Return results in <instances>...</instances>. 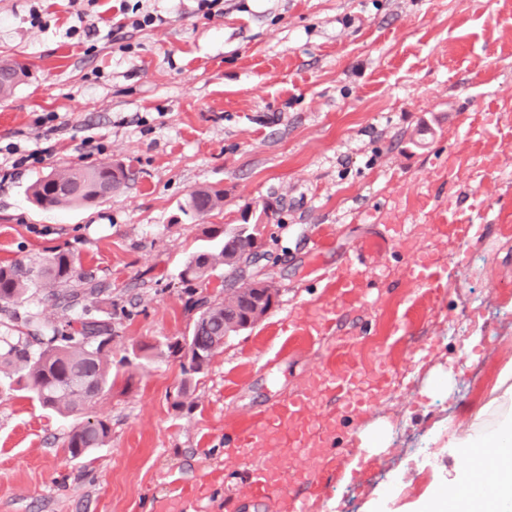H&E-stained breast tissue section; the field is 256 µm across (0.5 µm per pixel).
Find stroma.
<instances>
[{
	"label": "stroma",
	"mask_w": 512,
	"mask_h": 512,
	"mask_svg": "<svg viewBox=\"0 0 512 512\" xmlns=\"http://www.w3.org/2000/svg\"><path fill=\"white\" fill-rule=\"evenodd\" d=\"M0 0V62L28 76L0 102V147L25 163L0 183V265L69 251L109 285L112 385L83 412L0 383V512H403L453 480L448 431L486 417L512 360V0ZM154 25L120 27L124 10ZM39 152L41 162L28 161ZM120 165L133 178L91 205L42 210L50 170ZM202 187L222 209L187 208ZM248 225L272 309L185 379L169 342L190 296L220 300V265L183 283L193 251ZM393 242L359 261L381 230ZM355 287H345V279ZM449 373L452 391L428 392ZM344 374L346 397L316 388ZM302 397L284 477L253 498L267 455L241 447L259 411ZM106 444L66 447L86 418ZM388 427L384 451L363 429Z\"/></svg>",
	"instance_id": "obj_1"
}]
</instances>
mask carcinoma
<instances>
[{"label":"carcinoma","instance_id":"cac0c4a2","mask_svg":"<svg viewBox=\"0 0 512 512\" xmlns=\"http://www.w3.org/2000/svg\"><path fill=\"white\" fill-rule=\"evenodd\" d=\"M25 75V69L0 64V97H8ZM128 179L119 166H73L47 174L29 187L30 197L45 210L101 200L119 189ZM224 206V190L201 188L190 195L189 207L208 214ZM251 235L239 230L216 249L190 256L181 276L185 283L209 277L216 265L224 263L230 248L251 264L256 253L244 254ZM46 289V298L66 315L59 323H46L38 314L20 311L30 300L36 284ZM105 285L90 274L78 271L73 256L56 250L41 258L0 265V314L5 327L18 335L1 338L0 373L17 376V384L29 389L45 409L60 414L83 410L112 383L109 353L112 321L98 317L92 303L105 293ZM198 310L196 335H224V301L201 298L192 301ZM110 426L103 420H88L71 431L67 449L79 458L93 448L105 445Z\"/></svg>","mask_w":512,"mask_h":512}]
</instances>
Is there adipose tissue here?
Here are the masks:
<instances>
[{"label":"adipose tissue","mask_w":512,"mask_h":512,"mask_svg":"<svg viewBox=\"0 0 512 512\" xmlns=\"http://www.w3.org/2000/svg\"><path fill=\"white\" fill-rule=\"evenodd\" d=\"M498 383L503 392L493 411V420L448 441L449 447L464 451V466L453 488L430 485L408 505V512H448L452 490L462 489L476 479L489 485L490 498L460 500L459 512H512V361L502 368Z\"/></svg>","instance_id":"adipose-tissue-1"}]
</instances>
